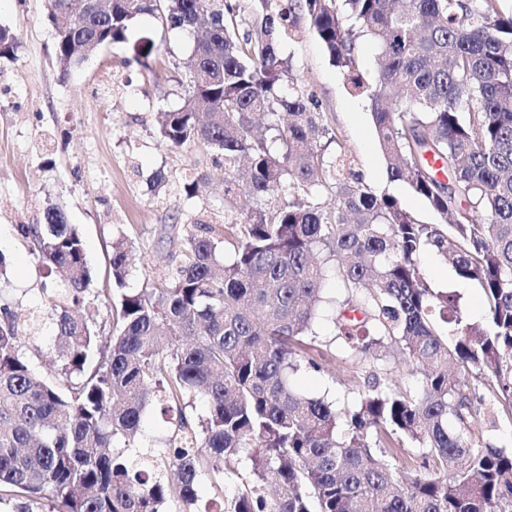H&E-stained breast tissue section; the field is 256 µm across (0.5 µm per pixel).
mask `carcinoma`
Masks as SVG:
<instances>
[{
  "label": "carcinoma",
  "mask_w": 512,
  "mask_h": 512,
  "mask_svg": "<svg viewBox=\"0 0 512 512\" xmlns=\"http://www.w3.org/2000/svg\"><path fill=\"white\" fill-rule=\"evenodd\" d=\"M50 0L61 77L127 41L155 15L195 34L183 102L161 113L169 147L224 160L227 239L208 225L180 241L157 286L126 288L132 242L112 239V328L78 320L92 274L79 229L50 204L17 231L64 282L47 296L59 377L36 374L22 328L0 306V498L45 499L50 512L199 510L196 485L250 452L254 486L228 512H512V452L474 443L480 407L512 413V0ZM312 32L351 93L370 102L388 182L421 197L419 221L356 160L281 46ZM379 71L361 73L359 41ZM18 35L0 25V58ZM208 175L186 176V197ZM231 256H226V244ZM427 251L480 290L472 323L459 294L420 276ZM346 290L330 321L347 361L391 351L420 384L375 380L341 406L291 388L317 347L325 281ZM485 381L489 394L475 382ZM203 397L195 424L179 403ZM171 411L162 454L131 451L145 408ZM457 427H448V420ZM423 449L405 483L391 439Z\"/></svg>",
  "instance_id": "carcinoma-1"
}]
</instances>
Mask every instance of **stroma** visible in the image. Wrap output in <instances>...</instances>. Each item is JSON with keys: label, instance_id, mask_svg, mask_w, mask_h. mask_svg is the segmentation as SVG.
Here are the masks:
<instances>
[{"label": "stroma", "instance_id": "1", "mask_svg": "<svg viewBox=\"0 0 512 512\" xmlns=\"http://www.w3.org/2000/svg\"><path fill=\"white\" fill-rule=\"evenodd\" d=\"M49 0H0V25L19 36L15 57L0 58V304L11 303L19 319L43 309L51 283L38 258L16 231L39 224L48 204L62 205L69 223L83 235L93 292L86 311L100 326L112 323L109 257L112 230L122 227L133 242L129 285L150 287L165 278L180 241L196 225L224 226V168L200 146L172 149L157 134L158 114L176 107L184 94L193 38L152 17L132 23L126 43L107 46L60 77L54 59ZM154 41L158 51L141 66L134 47ZM294 78L313 90L359 164L365 185L387 187L386 162L379 150L365 100L350 94L312 34L292 48ZM207 173L210 190L189 199L181 190L186 174ZM162 186H155L156 175ZM433 288L455 290L471 319H481L478 290L458 282L449 264L434 253L419 263ZM319 370L301 368L293 387L309 396L354 400L373 379L416 386L419 376L402 357L344 361L333 328L319 321Z\"/></svg>", "mask_w": 512, "mask_h": 512}]
</instances>
